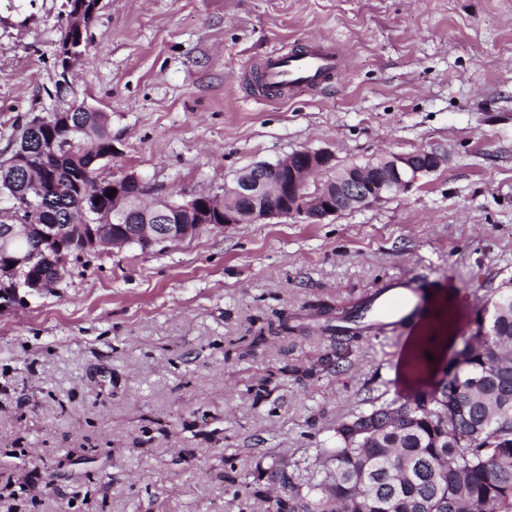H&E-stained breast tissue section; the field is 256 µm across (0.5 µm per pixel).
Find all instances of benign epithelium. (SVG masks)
Segmentation results:
<instances>
[{
	"mask_svg": "<svg viewBox=\"0 0 512 512\" xmlns=\"http://www.w3.org/2000/svg\"><path fill=\"white\" fill-rule=\"evenodd\" d=\"M67 25L58 44L56 58L60 79L55 97L65 102L71 89L69 76L81 64L85 54L84 35L90 30L99 9L100 0H68ZM75 111L90 112L86 103L72 101L59 106L51 116L34 123L33 131L41 130L40 151L44 161L57 156L60 141L54 133V122L70 121ZM447 162V157L436 151H419L404 154H385L359 166L338 168L335 155L328 150H296L273 162H262L255 168L263 175L246 168L224 182V191L216 196L224 199V207L217 208L213 195L197 194L180 200L153 199L155 208L150 224L133 227L120 235L117 225L130 222L134 205L125 187L130 182L141 183L136 174L112 176V210L105 214L90 206L91 192H85L86 201L75 213L72 223L77 225L73 236L66 233L69 226L58 224H7L0 229L3 248L16 241L37 244L35 250H21L11 257L14 269L24 268L42 256L56 275L49 279H32L15 288L0 290V299H15L20 291L29 295L40 294L57 285L62 272L73 255V246L98 251L110 246L123 248L139 245L145 251L164 250L170 245L195 237L211 227H233L266 220L289 218L296 222L320 221L345 211L368 207L386 196L410 190L422 177L435 172ZM320 173L325 178L315 184L309 177ZM332 211H327V208ZM172 213L187 216V224H171Z\"/></svg>",
	"mask_w": 512,
	"mask_h": 512,
	"instance_id": "obj_1",
	"label": "benign epithelium"
}]
</instances>
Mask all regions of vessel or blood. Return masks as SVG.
<instances>
[{"label": "vessel or blood", "instance_id": "b4317fda", "mask_svg": "<svg viewBox=\"0 0 512 512\" xmlns=\"http://www.w3.org/2000/svg\"><path fill=\"white\" fill-rule=\"evenodd\" d=\"M343 63V57L331 49L274 50L263 62L259 97L281 101L301 91H318L329 84ZM421 297L417 281L393 280L370 302L376 324L386 329L409 325L418 316Z\"/></svg>", "mask_w": 512, "mask_h": 512}]
</instances>
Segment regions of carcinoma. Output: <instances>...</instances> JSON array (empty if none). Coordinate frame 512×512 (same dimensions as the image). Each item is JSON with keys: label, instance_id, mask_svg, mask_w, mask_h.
<instances>
[{"label": "carcinoma", "instance_id": "cac0c4a2", "mask_svg": "<svg viewBox=\"0 0 512 512\" xmlns=\"http://www.w3.org/2000/svg\"><path fill=\"white\" fill-rule=\"evenodd\" d=\"M14 147L38 163L29 119L16 122ZM61 151L43 224H64L81 201L84 184L99 176L97 160L110 143L103 112H75L71 125L56 130ZM18 169L0 161V225L23 224L30 210ZM503 308L493 333L464 340L448 368L464 357L442 388L418 391L402 403L379 406L384 419L348 440L346 424L367 415L350 414L336 425L322 449L321 470L305 477L274 463L270 478L288 490L275 497L272 512H512V289L499 293ZM331 340L344 348L355 333L332 324ZM224 483L240 512L265 498L257 482L224 464Z\"/></svg>", "mask_w": 512, "mask_h": 512}]
</instances>
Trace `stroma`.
Listing matches in <instances>:
<instances>
[{"label": "stroma", "instance_id": "35a3bbf8", "mask_svg": "<svg viewBox=\"0 0 512 512\" xmlns=\"http://www.w3.org/2000/svg\"><path fill=\"white\" fill-rule=\"evenodd\" d=\"M66 16L67 0H0V154L17 118L56 106ZM317 44L344 55L331 86L253 99L269 51ZM71 81L109 118V172L157 196L300 149L448 161L315 224L93 254L1 308L0 512H239L225 457L263 483L274 460L313 471L340 420L404 398L406 329L327 365L328 320L410 277L456 292L460 341L512 280V0H101ZM280 311L294 333L258 340Z\"/></svg>", "mask_w": 512, "mask_h": 512}]
</instances>
